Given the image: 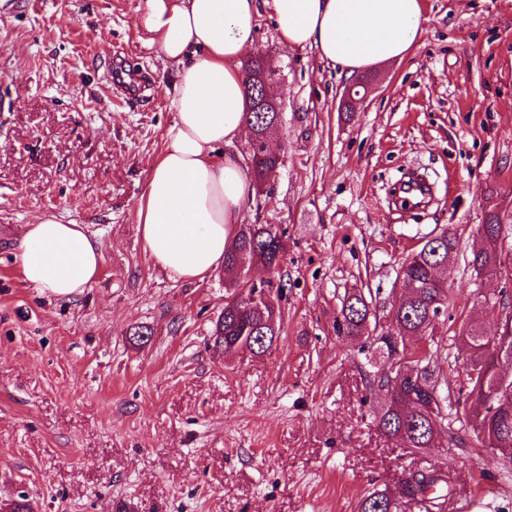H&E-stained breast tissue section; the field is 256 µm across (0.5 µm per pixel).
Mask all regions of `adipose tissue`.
I'll list each match as a JSON object with an SVG mask.
<instances>
[{"mask_svg": "<svg viewBox=\"0 0 512 512\" xmlns=\"http://www.w3.org/2000/svg\"><path fill=\"white\" fill-rule=\"evenodd\" d=\"M260 0H145L140 24L175 71L176 118L135 209L144 250L175 280L203 281L224 264L253 193L234 150L248 132L241 62L255 43ZM288 47L316 49L353 77L403 59L427 21L423 0H272ZM25 282L58 298L81 294L102 254L84 225L53 216L24 225Z\"/></svg>", "mask_w": 512, "mask_h": 512, "instance_id": "obj_1", "label": "adipose tissue"}]
</instances>
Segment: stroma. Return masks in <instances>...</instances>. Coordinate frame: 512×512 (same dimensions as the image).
<instances>
[{
  "label": "stroma",
  "instance_id": "stroma-1",
  "mask_svg": "<svg viewBox=\"0 0 512 512\" xmlns=\"http://www.w3.org/2000/svg\"><path fill=\"white\" fill-rule=\"evenodd\" d=\"M408 58L363 73L365 100L314 49L289 48L271 4L255 50L272 61L285 159L255 190L246 224L288 249L255 280L282 288V335L261 357H224L211 337L223 271L176 281L144 251L135 207L176 112L175 76L139 24L145 0H0V506L32 512H357L408 470L448 481L442 512H512V465L488 448L406 456L371 421L380 352L336 333L345 293L370 295L381 325L397 273L425 236L450 228L448 314L431 343L449 402L464 400L469 323L498 316L477 291L512 292L504 265L476 279L486 194L512 216V0H424ZM410 172L434 186L422 210L392 203ZM82 224L100 276L60 299L22 278L23 225ZM148 327L150 342L130 343Z\"/></svg>",
  "mask_w": 512,
  "mask_h": 512
}]
</instances>
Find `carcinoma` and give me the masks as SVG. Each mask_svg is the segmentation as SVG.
<instances>
[{
  "label": "carcinoma",
  "instance_id": "carcinoma-1",
  "mask_svg": "<svg viewBox=\"0 0 512 512\" xmlns=\"http://www.w3.org/2000/svg\"><path fill=\"white\" fill-rule=\"evenodd\" d=\"M275 112L245 110V120L251 130L264 133L275 124ZM247 147L260 160L250 169L253 184L264 187L282 165L274 155L266 156L261 140L254 139ZM507 216L496 206H489L484 223L478 225L482 246L472 252L465 263L476 277H493L499 273L501 254L499 243ZM444 241L440 251L429 247V241L402 264L398 273L401 293L391 310L394 332L379 336V349L398 364L379 369L369 378L371 392H382L383 398L373 407V421L379 431L395 447L405 453H420L433 448L442 434L456 445L470 443L491 448L512 461V382L493 386L473 378L472 373L496 369L495 348L491 339L482 334L481 327L472 325L461 335V342L469 351L465 364L469 390L462 402L461 429L468 439L454 433L448 421L445 397L438 389L440 367L428 349L416 346L424 336L434 337L439 325L437 308L448 307V282L438 266L448 265L457 255L456 233L443 231ZM286 250L284 233L271 224H239L233 245L224 254V271L230 275L225 287L233 289L224 312L214 325V347L224 355L247 351L253 356L267 353L281 335L282 310L279 304L281 290H273L271 283L256 284L241 278L242 273L254 265L268 270L279 266ZM505 313V322L512 323V295L499 290L497 295L484 296ZM372 309L361 293L344 295L339 317L336 319L338 334L359 337L369 333ZM436 474H420L411 481L402 478L393 490H374L359 505V512H398L399 502L414 501L425 512H438L445 495L433 496L430 488L437 484Z\"/></svg>",
  "mask_w": 512,
  "mask_h": 512
}]
</instances>
